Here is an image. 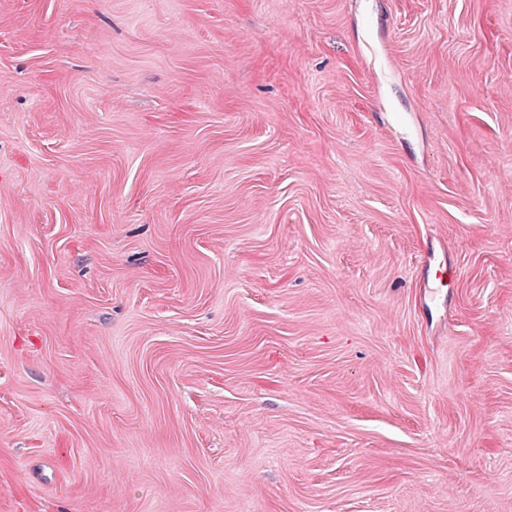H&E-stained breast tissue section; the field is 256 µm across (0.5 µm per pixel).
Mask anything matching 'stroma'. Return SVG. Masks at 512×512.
Returning <instances> with one entry per match:
<instances>
[{
  "label": "stroma",
  "mask_w": 512,
  "mask_h": 512,
  "mask_svg": "<svg viewBox=\"0 0 512 512\" xmlns=\"http://www.w3.org/2000/svg\"><path fill=\"white\" fill-rule=\"evenodd\" d=\"M0 512H512V0H0Z\"/></svg>",
  "instance_id": "stroma-1"
}]
</instances>
